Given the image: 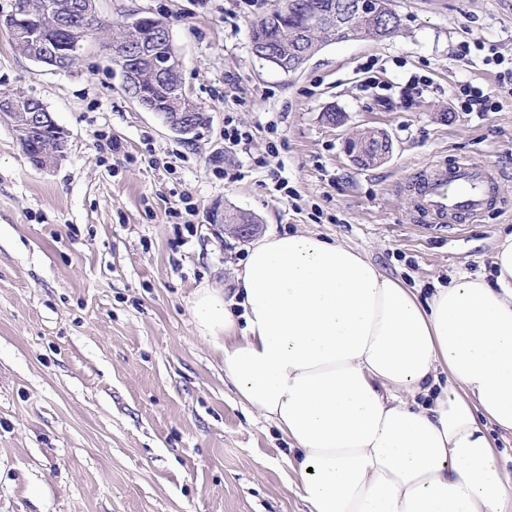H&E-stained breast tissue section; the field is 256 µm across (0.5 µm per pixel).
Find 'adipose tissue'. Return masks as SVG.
Segmentation results:
<instances>
[{
    "label": "adipose tissue",
    "mask_w": 512,
    "mask_h": 512,
    "mask_svg": "<svg viewBox=\"0 0 512 512\" xmlns=\"http://www.w3.org/2000/svg\"><path fill=\"white\" fill-rule=\"evenodd\" d=\"M492 265L423 299L351 247L271 233L234 297L197 292L201 336L290 441L309 512H512L490 433H512V233Z\"/></svg>",
    "instance_id": "ef3b65f1"
}]
</instances>
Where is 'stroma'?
I'll list each match as a JSON object with an SVG mask.
<instances>
[{
    "mask_svg": "<svg viewBox=\"0 0 512 512\" xmlns=\"http://www.w3.org/2000/svg\"><path fill=\"white\" fill-rule=\"evenodd\" d=\"M281 2L96 0L109 26L140 12L168 21L209 120L190 142L126 95L106 34L52 71L0 29V90L38 99L68 133L42 170L0 120V512H308L288 440L242 401L192 313L199 289L232 290L243 271L251 242L225 212L254 215L262 236L354 248L423 298L490 277L512 232V96L495 112L454 98L465 83L496 89L488 56L512 57V0H391L395 36L330 42L294 74L251 50L252 24ZM413 76L423 94L392 98ZM332 109L342 124L325 120ZM229 120L247 141L225 140ZM366 128L392 152L359 167L344 141ZM461 158L500 166L504 209L443 231L417 223L408 181ZM190 205L189 231L178 215Z\"/></svg>",
    "mask_w": 512,
    "mask_h": 512,
    "instance_id": "1",
    "label": "stroma"
}]
</instances>
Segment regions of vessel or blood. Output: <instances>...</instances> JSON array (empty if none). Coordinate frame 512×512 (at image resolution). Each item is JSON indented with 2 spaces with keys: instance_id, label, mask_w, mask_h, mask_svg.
Segmentation results:
<instances>
[{
  "instance_id": "vessel-or-blood-1",
  "label": "vessel or blood",
  "mask_w": 512,
  "mask_h": 512,
  "mask_svg": "<svg viewBox=\"0 0 512 512\" xmlns=\"http://www.w3.org/2000/svg\"><path fill=\"white\" fill-rule=\"evenodd\" d=\"M498 177V169L488 161L439 163L413 176L407 198L419 223L441 228L470 224L496 205Z\"/></svg>"
}]
</instances>
